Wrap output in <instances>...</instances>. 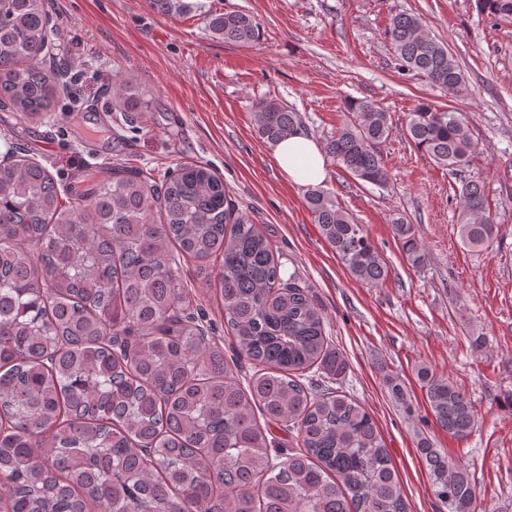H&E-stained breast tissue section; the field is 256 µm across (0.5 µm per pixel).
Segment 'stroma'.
<instances>
[{
    "instance_id": "obj_1",
    "label": "stroma",
    "mask_w": 512,
    "mask_h": 512,
    "mask_svg": "<svg viewBox=\"0 0 512 512\" xmlns=\"http://www.w3.org/2000/svg\"><path fill=\"white\" fill-rule=\"evenodd\" d=\"M216 12L239 10L261 28L258 43L213 38L202 16L177 18L147 0H45L56 29L45 50L71 68L76 84L34 117L0 105V160L18 155L52 174L58 190H78L97 171L123 165L152 175L186 163L209 167L233 204L270 233L282 278L300 277L322 310L333 347L348 368L341 386L375 420L398 473L409 512H440L416 449L426 435L465 464L479 507L512 512V19L478 10L475 0H202ZM415 13L447 44L469 93L448 98L424 78L399 71L385 30ZM149 91L150 111L117 112L111 85ZM276 98L298 112L299 131L325 145L352 98L376 101L393 121L381 151L386 185L354 179L328 160L323 189L364 224L390 265L385 284L353 279L321 237L304 195L259 139L254 106ZM467 113L477 151L472 172L486 181L492 246L475 253L456 229L458 181L406 137L419 102ZM413 224L426 254L411 267L392 224ZM184 285L211 326L224 333L216 297L218 264L178 260ZM480 344H473V337ZM427 366L467 394L479 421L456 439L436 425L415 375ZM399 374L413 401L404 413L385 384Z\"/></svg>"
}]
</instances>
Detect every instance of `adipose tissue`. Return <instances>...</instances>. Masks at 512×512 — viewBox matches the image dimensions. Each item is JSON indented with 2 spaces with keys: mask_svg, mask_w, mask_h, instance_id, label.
<instances>
[{
  "mask_svg": "<svg viewBox=\"0 0 512 512\" xmlns=\"http://www.w3.org/2000/svg\"><path fill=\"white\" fill-rule=\"evenodd\" d=\"M274 157L283 172L297 184L316 186L326 177V157L312 139L294 134L273 146Z\"/></svg>",
  "mask_w": 512,
  "mask_h": 512,
  "instance_id": "obj_1",
  "label": "adipose tissue"
}]
</instances>
